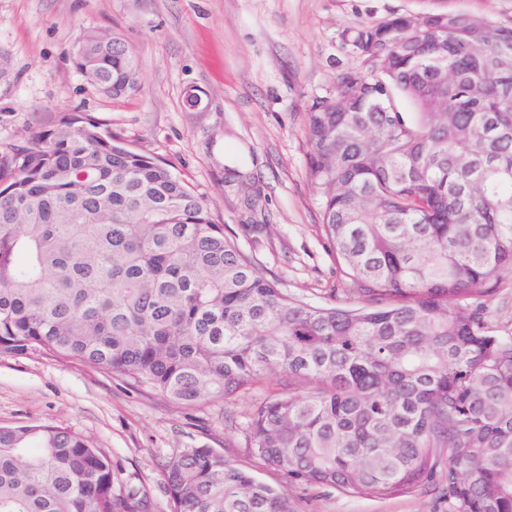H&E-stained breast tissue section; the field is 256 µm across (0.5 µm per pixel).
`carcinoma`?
Segmentation results:
<instances>
[{"mask_svg":"<svg viewBox=\"0 0 512 512\" xmlns=\"http://www.w3.org/2000/svg\"><path fill=\"white\" fill-rule=\"evenodd\" d=\"M80 41L119 98L121 38ZM363 69L306 115L308 175L351 297L318 305L263 276L157 157L62 113L0 150V355L77 360L191 408L254 403L249 457L378 500L512 512V335L481 304L512 272V25L432 10L357 29ZM357 86L354 96L345 91ZM403 100L413 114L400 110ZM171 512H299L206 446L163 466ZM0 512H151L81 433L0 427Z\"/></svg>","mask_w":512,"mask_h":512,"instance_id":"1","label":"carcinoma"}]
</instances>
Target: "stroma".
Listing matches in <instances>:
<instances>
[{"label":"stroma","mask_w":512,"mask_h":512,"mask_svg":"<svg viewBox=\"0 0 512 512\" xmlns=\"http://www.w3.org/2000/svg\"><path fill=\"white\" fill-rule=\"evenodd\" d=\"M432 9L511 26L512 0H0V145L57 113L89 115L132 148L160 157L238 231L264 276L326 304L350 282L321 232L308 179L306 112L335 94L361 60L349 41L363 25ZM133 49L138 87L115 100L76 70L81 32ZM200 100L190 108L188 93ZM241 174L227 181L228 170ZM260 194L244 206L243 182ZM251 224L267 232H248ZM270 382L202 410L147 395L75 360L0 355V426L68 427L104 448L116 485L145 488L169 512L163 464L189 446L224 454L295 497L300 512H434L431 497L325 495L250 460L243 430Z\"/></svg>","instance_id":"35a3bbf8"}]
</instances>
